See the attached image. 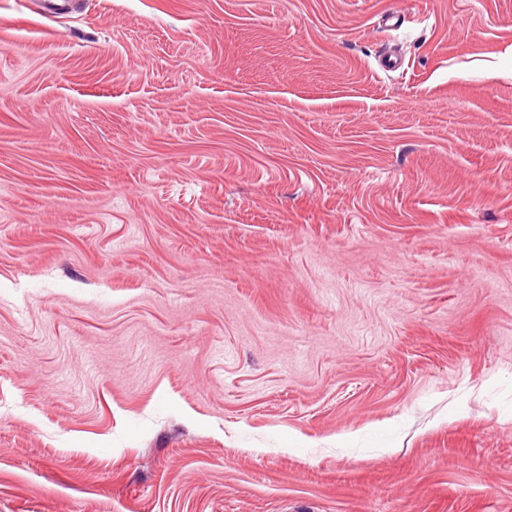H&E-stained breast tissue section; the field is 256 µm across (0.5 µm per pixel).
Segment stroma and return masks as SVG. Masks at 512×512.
<instances>
[{
  "label": "stroma",
  "mask_w": 512,
  "mask_h": 512,
  "mask_svg": "<svg viewBox=\"0 0 512 512\" xmlns=\"http://www.w3.org/2000/svg\"><path fill=\"white\" fill-rule=\"evenodd\" d=\"M0 512H512V0H0Z\"/></svg>",
  "instance_id": "stroma-1"
}]
</instances>
